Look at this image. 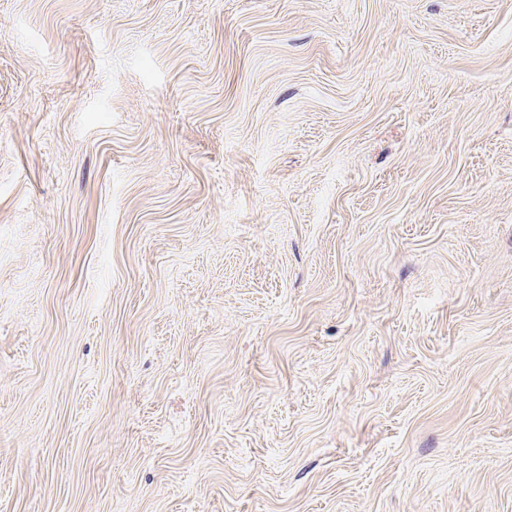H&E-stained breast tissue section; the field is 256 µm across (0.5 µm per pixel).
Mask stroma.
Segmentation results:
<instances>
[{"label": "stroma", "instance_id": "35a3bbf8", "mask_svg": "<svg viewBox=\"0 0 512 512\" xmlns=\"http://www.w3.org/2000/svg\"><path fill=\"white\" fill-rule=\"evenodd\" d=\"M0 512H512V0H0Z\"/></svg>", "mask_w": 512, "mask_h": 512}]
</instances>
